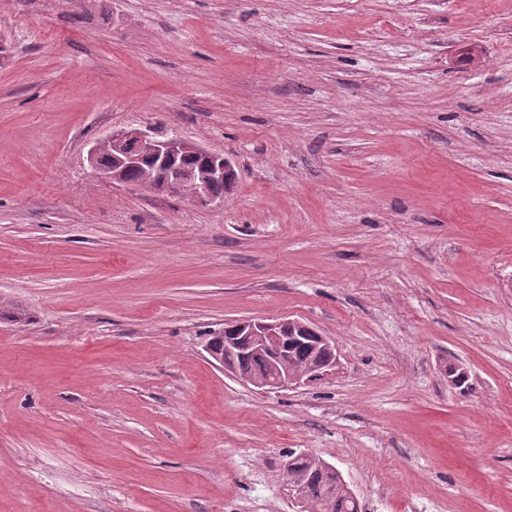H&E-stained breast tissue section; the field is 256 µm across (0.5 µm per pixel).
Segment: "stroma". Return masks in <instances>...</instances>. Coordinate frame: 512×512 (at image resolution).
<instances>
[{
	"mask_svg": "<svg viewBox=\"0 0 512 512\" xmlns=\"http://www.w3.org/2000/svg\"><path fill=\"white\" fill-rule=\"evenodd\" d=\"M0 512H512V0H0ZM152 129L220 207L90 167ZM302 321L262 391L205 345ZM465 372L462 386L449 368ZM233 327L244 335L243 337L247 339L250 348L254 352L266 351L274 356L278 367V372L274 377L257 375H266L273 371L271 360L266 353H258L242 358L235 352L228 350L230 346L228 336H234L231 330H222L215 334L208 344L211 345L213 350L220 356L224 357L225 355L226 360L234 361L241 372L254 375L239 373L237 369L228 365L224 359L219 358L212 349L206 347V350L211 357H216V360L222 364L224 370L231 373L240 381L257 389L274 390L297 385L303 380L309 379L320 370L336 364V347L333 342L328 337L322 336L309 325L299 320L288 318H280L273 321L241 319L233 322ZM296 330L298 332H304L306 330L315 331L319 339V343L316 345L313 354V364L310 365L309 369L303 371H292L290 369V365H288V352L284 349L285 341L288 338L286 335L289 332L295 333ZM323 351L325 355L321 356ZM298 456H308L315 460L321 469L331 470L336 473H324L322 475L318 468H316L308 458L289 455L288 461H292V464L288 468V463H285L284 472L288 473L289 470L291 475L293 473L301 474L310 489L309 496L308 489L304 481L295 478L288 486L292 491L293 497L297 501L296 503L304 504L305 500L309 496L312 512H359L355 507V504L344 497L345 494L346 496L353 498L359 504L356 495L345 480H343L342 488L344 494L340 492L338 471L333 465L306 452H301ZM291 475L288 474V478ZM331 493H334L331 499L333 501L336 499V506L332 510L326 511V501L330 498L329 495Z\"/></svg>",
	"mask_w": 512,
	"mask_h": 512,
	"instance_id": "obj_1",
	"label": "stroma"
}]
</instances>
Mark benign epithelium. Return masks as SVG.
<instances>
[{
	"instance_id": "obj_1",
	"label": "benign epithelium",
	"mask_w": 512,
	"mask_h": 512,
	"mask_svg": "<svg viewBox=\"0 0 512 512\" xmlns=\"http://www.w3.org/2000/svg\"><path fill=\"white\" fill-rule=\"evenodd\" d=\"M104 140L112 142V146L115 148L111 166L104 167L98 162L100 142L93 143L87 153L88 162L99 177L114 184H122L125 170L137 165L143 156L153 155L165 161L161 174L163 189L187 197L200 205L215 207L223 205V201L217 200L211 195L210 185L214 181L224 180V177L229 174H235L232 162L224 155L205 150L194 144L191 145L194 152L204 155L210 160L206 173L194 176L172 163V160L188 145V142L179 137L159 139L149 130L133 129L114 131L105 136ZM233 327L244 335L253 351H265L275 358L278 372L273 377L241 374L237 369L225 363V360L218 358V362L222 364L224 370L257 389L274 390L297 385L320 370L336 363L335 345L328 337L320 335L310 368L303 371L288 369V352L284 349L287 334L310 329L309 325L299 320L288 318L273 321L241 319L234 322Z\"/></svg>"
}]
</instances>
